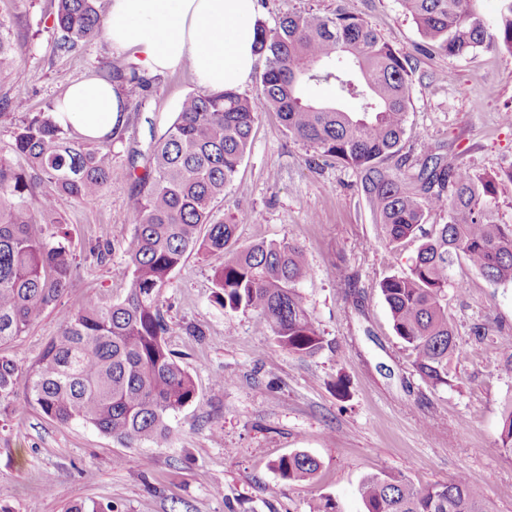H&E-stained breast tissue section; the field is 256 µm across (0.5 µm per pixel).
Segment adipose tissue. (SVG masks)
Masks as SVG:
<instances>
[{
  "label": "adipose tissue",
  "instance_id": "obj_1",
  "mask_svg": "<svg viewBox=\"0 0 512 512\" xmlns=\"http://www.w3.org/2000/svg\"><path fill=\"white\" fill-rule=\"evenodd\" d=\"M105 31L114 49L134 52L144 69L186 68L211 91L245 86L258 59L256 0H111ZM125 113L123 98L90 76L69 85L55 118L99 140L123 126Z\"/></svg>",
  "mask_w": 512,
  "mask_h": 512
}]
</instances>
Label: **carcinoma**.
<instances>
[{
    "instance_id": "cac0c4a2",
    "label": "carcinoma",
    "mask_w": 512,
    "mask_h": 512,
    "mask_svg": "<svg viewBox=\"0 0 512 512\" xmlns=\"http://www.w3.org/2000/svg\"><path fill=\"white\" fill-rule=\"evenodd\" d=\"M53 2L57 54L76 52L102 33L107 0ZM401 2L424 52L465 57L493 48L512 55V0H499L492 20L473 0ZM257 39L264 68L255 96L191 93L163 133H150L147 154L132 155L131 164L141 155L146 164L130 200L136 224L126 295L109 305L87 298L27 370L3 347L71 287L76 265L62 225L37 220L26 196L40 193L44 214L55 211L59 195L78 202L99 196L111 179L112 137L87 141L55 121V104L31 112L25 100L14 101L24 118L13 129V147L32 174L0 164V406L22 384L28 401L60 425L82 420L127 448L166 443L170 415L196 399L197 386L167 347L161 297L175 271L201 250L224 255L213 279L217 303L254 312L258 326L290 353L313 356L331 347L298 291L311 274L302 249L265 241L239 247L236 225L212 219L261 112L276 113L288 134L359 174L387 244L420 240L408 271L384 278L381 294L414 371L433 389L448 385V363L461 356L447 303L456 261L465 259L494 285L512 284V224L500 223L495 210L498 185L512 182V166L488 175L430 153L418 170L406 169L411 60L358 17L288 14L272 28L257 25ZM20 54L0 32V78L15 70ZM103 78L139 90L137 108L151 88L135 67ZM321 83L336 87L335 102L305 93ZM346 99L357 101L358 110L344 109ZM436 207L447 209V221L428 231ZM494 451L512 454V403ZM319 466L306 452L276 463L290 481L311 477ZM359 494L366 512H493L483 490L462 474L426 488L402 475L371 474Z\"/></svg>"
}]
</instances>
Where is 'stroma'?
<instances>
[{"mask_svg":"<svg viewBox=\"0 0 512 512\" xmlns=\"http://www.w3.org/2000/svg\"><path fill=\"white\" fill-rule=\"evenodd\" d=\"M363 19L414 67L413 102L403 154L420 167L424 146L458 166L493 173L512 163V56L480 50L450 58L425 54L401 0H257L266 26L292 13L334 10ZM50 0H0V31L22 45L16 70L0 78V161L17 170L26 159L12 148L18 114L6 104L25 98L30 111L62 97L70 82L130 64L101 37L79 53H53ZM140 110H128L112 136V177L95 199L59 197L54 213L68 232L77 270L56 307L7 350L33 364L57 336L64 314L91 296L112 303L130 285L127 247L135 217L132 151L176 117L197 89L188 70L150 77ZM351 168L317 157L286 135L275 113H262L251 147L216 217L237 221L238 244L290 242L311 267L299 292L329 349L289 353L257 324L213 298L223 255H190L163 291L166 341L196 382L198 397L170 419L162 447L125 448L90 425L58 424L17 389L0 409V512H64L94 500L115 512H312L330 500L335 512H366L358 486L388 472L426 487L462 474L480 486L494 512H512V455L494 452L512 375L501 371L497 339L512 336V285L489 283L467 262L452 269L448 318L467 357L450 365V385L433 390L415 374L395 335L380 291L382 280L407 272L417 253L380 236ZM108 239L111 252L94 246ZM204 336L194 341L189 327ZM484 327V339L474 330ZM224 388H216L218 378ZM345 392L336 389L337 380ZM303 451L320 462L303 481L275 468Z\"/></svg>","mask_w":512,"mask_h":512,"instance_id":"1","label":"stroma"}]
</instances>
